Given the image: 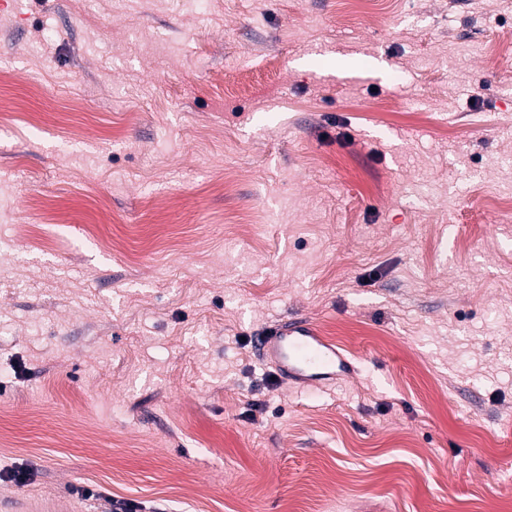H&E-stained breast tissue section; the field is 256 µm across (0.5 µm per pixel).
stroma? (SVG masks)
Wrapping results in <instances>:
<instances>
[{
	"mask_svg": "<svg viewBox=\"0 0 512 512\" xmlns=\"http://www.w3.org/2000/svg\"><path fill=\"white\" fill-rule=\"evenodd\" d=\"M0 70V512L512 502V0H0ZM261 360L281 381L296 387L319 386L354 372V366L308 320L281 321L255 337Z\"/></svg>",
	"mask_w": 512,
	"mask_h": 512,
	"instance_id": "stroma-1",
	"label": "stroma"
}]
</instances>
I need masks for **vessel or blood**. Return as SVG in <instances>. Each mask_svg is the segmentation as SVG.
Instances as JSON below:
<instances>
[{"label": "vessel or blood", "instance_id": "obj_1", "mask_svg": "<svg viewBox=\"0 0 512 512\" xmlns=\"http://www.w3.org/2000/svg\"><path fill=\"white\" fill-rule=\"evenodd\" d=\"M254 347L261 360L281 381L296 387H312L354 371L335 342L306 320L281 321L256 336Z\"/></svg>", "mask_w": 512, "mask_h": 512}]
</instances>
